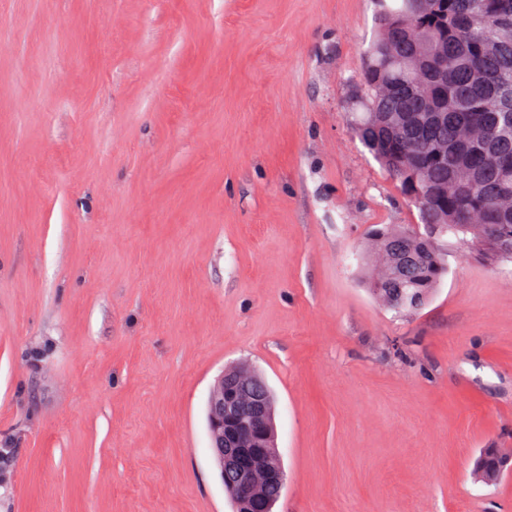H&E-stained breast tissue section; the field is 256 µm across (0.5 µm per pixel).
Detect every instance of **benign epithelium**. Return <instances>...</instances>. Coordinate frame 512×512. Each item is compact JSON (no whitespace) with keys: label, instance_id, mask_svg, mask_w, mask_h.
I'll use <instances>...</instances> for the list:
<instances>
[{"label":"benign epithelium","instance_id":"1","mask_svg":"<svg viewBox=\"0 0 512 512\" xmlns=\"http://www.w3.org/2000/svg\"><path fill=\"white\" fill-rule=\"evenodd\" d=\"M208 431L215 456L233 503V512L270 509L265 491L285 487L286 475L271 463L278 455L275 415L268 387L247 370L218 379L209 398Z\"/></svg>","mask_w":512,"mask_h":512}]
</instances>
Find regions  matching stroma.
Masks as SVG:
<instances>
[{
  "label": "stroma",
  "mask_w": 512,
  "mask_h": 512,
  "mask_svg": "<svg viewBox=\"0 0 512 512\" xmlns=\"http://www.w3.org/2000/svg\"><path fill=\"white\" fill-rule=\"evenodd\" d=\"M377 0H0V512H232L206 404L275 397L274 512H512V263L448 248L412 314L372 226L418 212L348 109ZM511 458V462L507 460ZM512 451L506 453L500 448H487L476 459L474 475L486 484L496 483L503 476L512 472Z\"/></svg>",
  "instance_id": "stroma-1"
}]
</instances>
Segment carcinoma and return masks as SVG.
I'll return each instance as SVG.
<instances>
[{"instance_id": "obj_1", "label": "carcinoma", "mask_w": 512, "mask_h": 512, "mask_svg": "<svg viewBox=\"0 0 512 512\" xmlns=\"http://www.w3.org/2000/svg\"><path fill=\"white\" fill-rule=\"evenodd\" d=\"M379 26L368 47L358 86L365 110L353 131L414 205L432 235L384 226L371 232L377 268L369 290L388 308L413 312L425 306L447 271L445 239L512 262V0H378ZM429 45L426 67L448 59L442 77L420 86L406 64L413 42ZM448 100V117L428 122L422 100ZM470 223H457L461 212ZM496 224L494 241L483 238ZM401 241L411 271L396 276L393 243ZM399 291L405 301L392 302ZM512 451L487 448L474 471L486 484L512 472Z\"/></svg>"}]
</instances>
